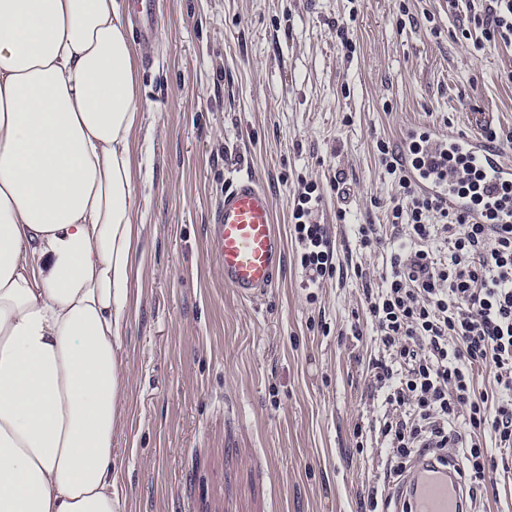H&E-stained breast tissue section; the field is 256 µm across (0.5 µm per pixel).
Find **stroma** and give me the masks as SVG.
Listing matches in <instances>:
<instances>
[{
  "instance_id": "35a3bbf8",
  "label": "stroma",
  "mask_w": 512,
  "mask_h": 512,
  "mask_svg": "<svg viewBox=\"0 0 512 512\" xmlns=\"http://www.w3.org/2000/svg\"><path fill=\"white\" fill-rule=\"evenodd\" d=\"M159 18L154 47L136 49L148 120L135 144L140 293L112 438L121 512H369L392 486L365 304L389 252L360 249L356 227L393 237L398 197L376 143L399 146L414 125L491 127L512 161V41L487 40L468 0H159ZM246 173L286 243L255 303L207 248ZM308 190L334 251L316 288L302 282L293 215ZM471 512H512V474H491Z\"/></svg>"
}]
</instances>
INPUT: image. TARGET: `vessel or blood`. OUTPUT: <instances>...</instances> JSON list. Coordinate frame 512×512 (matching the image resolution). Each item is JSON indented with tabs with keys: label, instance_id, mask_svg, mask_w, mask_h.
<instances>
[{
	"label": "vessel or blood",
	"instance_id": "obj_1",
	"mask_svg": "<svg viewBox=\"0 0 512 512\" xmlns=\"http://www.w3.org/2000/svg\"><path fill=\"white\" fill-rule=\"evenodd\" d=\"M129 7L140 42L152 46L159 35L156 0H129ZM451 156L483 173L481 204L450 191L447 159ZM401 158L419 186L449 207L468 212L481 224L512 222V201L503 196L504 186L512 183V166L479 137L443 138L430 127L414 126L404 133ZM208 231L211 254L225 284L243 299L264 296L283 262L284 240L274 222L272 199L255 177L241 175L234 180L218 203ZM396 497L401 512H456L465 490L452 464L440 466L419 456Z\"/></svg>",
	"mask_w": 512,
	"mask_h": 512
}]
</instances>
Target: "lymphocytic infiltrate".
Wrapping results in <instances>:
<instances>
[{
	"label": "lymphocytic infiltrate",
	"mask_w": 512,
	"mask_h": 512,
	"mask_svg": "<svg viewBox=\"0 0 512 512\" xmlns=\"http://www.w3.org/2000/svg\"><path fill=\"white\" fill-rule=\"evenodd\" d=\"M377 151L406 200L391 221L404 236L367 300L384 350L371 373L386 392L380 431L394 461L386 474L401 476L423 452L444 460L448 431L458 428L460 471L475 492L498 469L481 434L512 448V225L472 222L421 192L389 143ZM478 366L492 375L496 401L477 393Z\"/></svg>",
	"instance_id": "lymphocytic-infiltrate-1"
}]
</instances>
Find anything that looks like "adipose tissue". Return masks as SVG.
Wrapping results in <instances>:
<instances>
[{
    "mask_svg": "<svg viewBox=\"0 0 512 512\" xmlns=\"http://www.w3.org/2000/svg\"><path fill=\"white\" fill-rule=\"evenodd\" d=\"M123 0H0V512H118L144 121Z\"/></svg>",
    "mask_w": 512,
    "mask_h": 512,
    "instance_id": "1",
    "label": "adipose tissue"
}]
</instances>
